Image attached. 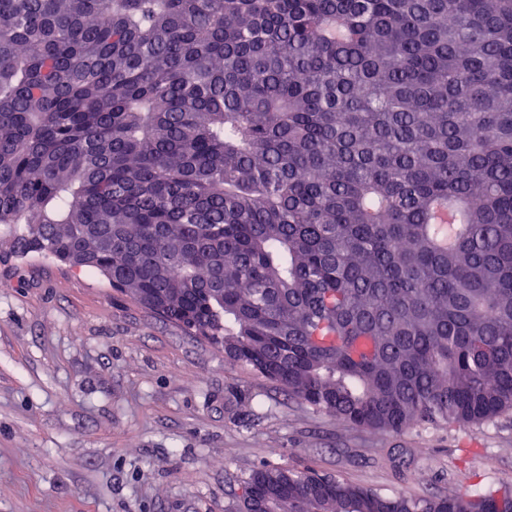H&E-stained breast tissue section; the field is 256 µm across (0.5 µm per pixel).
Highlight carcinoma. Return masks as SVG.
Segmentation results:
<instances>
[{
    "instance_id": "obj_1",
    "label": "carcinoma",
    "mask_w": 512,
    "mask_h": 512,
    "mask_svg": "<svg viewBox=\"0 0 512 512\" xmlns=\"http://www.w3.org/2000/svg\"><path fill=\"white\" fill-rule=\"evenodd\" d=\"M0 224L357 428L512 415V0H0ZM512 512L263 465L228 512Z\"/></svg>"
}]
</instances>
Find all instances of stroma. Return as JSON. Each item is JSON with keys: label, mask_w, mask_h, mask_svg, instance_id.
I'll list each match as a JSON object with an SVG mask.
<instances>
[{"label": "stroma", "mask_w": 512, "mask_h": 512, "mask_svg": "<svg viewBox=\"0 0 512 512\" xmlns=\"http://www.w3.org/2000/svg\"><path fill=\"white\" fill-rule=\"evenodd\" d=\"M0 233V512H225L261 464L388 494L512 482V419L358 429L112 288Z\"/></svg>", "instance_id": "stroma-1"}]
</instances>
